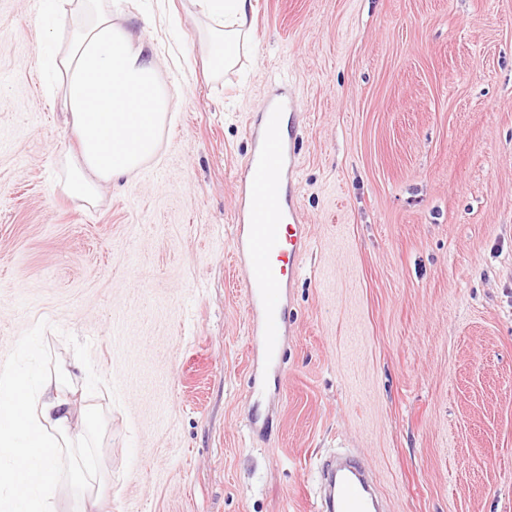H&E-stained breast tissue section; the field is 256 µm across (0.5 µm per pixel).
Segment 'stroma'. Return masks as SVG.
Wrapping results in <instances>:
<instances>
[{
  "mask_svg": "<svg viewBox=\"0 0 512 512\" xmlns=\"http://www.w3.org/2000/svg\"><path fill=\"white\" fill-rule=\"evenodd\" d=\"M212 74L195 0H124L178 107L159 153L58 179L37 0H0V361L100 383L106 512H316L315 465L367 459L387 512H512V0H254ZM301 114L307 248L277 382L231 257L268 97Z\"/></svg>",
  "mask_w": 512,
  "mask_h": 512,
  "instance_id": "obj_1",
  "label": "stroma"
}]
</instances>
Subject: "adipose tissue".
<instances>
[{"label": "adipose tissue", "instance_id": "adipose-tissue-1", "mask_svg": "<svg viewBox=\"0 0 512 512\" xmlns=\"http://www.w3.org/2000/svg\"><path fill=\"white\" fill-rule=\"evenodd\" d=\"M197 2L213 72L234 67L252 48L253 0ZM38 10L50 37L62 14L74 21L67 45L45 63L80 144L63 165V186L92 205L103 185L158 153L173 104L157 79L155 45L116 23L114 0H39ZM75 392L37 364L0 365V512H56L68 478L75 512H100L112 474L88 441L100 438L101 418Z\"/></svg>", "mask_w": 512, "mask_h": 512}]
</instances>
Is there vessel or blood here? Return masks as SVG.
Returning <instances> with one entry per match:
<instances>
[{
    "instance_id": "1",
    "label": "vessel or blood",
    "mask_w": 512,
    "mask_h": 512,
    "mask_svg": "<svg viewBox=\"0 0 512 512\" xmlns=\"http://www.w3.org/2000/svg\"><path fill=\"white\" fill-rule=\"evenodd\" d=\"M295 109L292 98L275 94L263 125L248 130L254 152L238 180L232 254L248 297L251 344L275 366L288 331L292 278L284 267L269 263L268 257L284 248L294 258L307 246L305 219L285 194L286 185L296 180L297 161L280 127ZM317 478L324 485L320 512H377V499L358 460H326L318 467Z\"/></svg>"
}]
</instances>
